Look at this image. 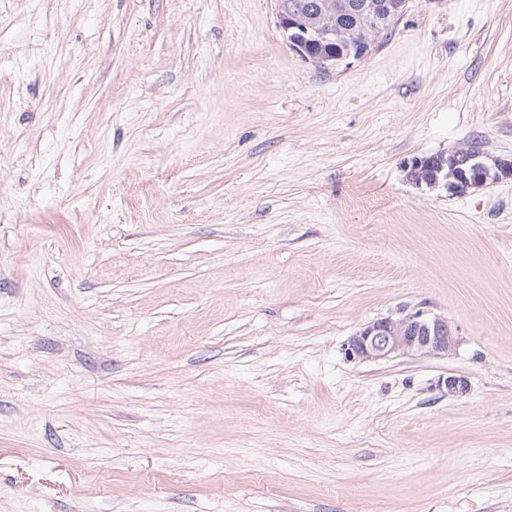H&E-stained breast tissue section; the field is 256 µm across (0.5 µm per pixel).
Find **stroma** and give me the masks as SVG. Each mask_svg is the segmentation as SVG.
<instances>
[{"label": "stroma", "mask_w": 512, "mask_h": 512, "mask_svg": "<svg viewBox=\"0 0 512 512\" xmlns=\"http://www.w3.org/2000/svg\"><path fill=\"white\" fill-rule=\"evenodd\" d=\"M468 145L512 0L329 71L276 0H0V512H512V178L402 169ZM417 309L455 354L345 359ZM404 168L407 172H418L420 169L426 170L429 168V172L432 176L427 178L425 185H439L443 183V187L451 194H462L468 189L478 187L485 184L489 179L496 178V174L491 175L490 169L479 166L470 167L472 175L470 178L464 177L462 180L455 182H448V159L442 155H431V156H416L403 162ZM442 178L439 175L442 173Z\"/></svg>", "instance_id": "35a3bbf8"}]
</instances>
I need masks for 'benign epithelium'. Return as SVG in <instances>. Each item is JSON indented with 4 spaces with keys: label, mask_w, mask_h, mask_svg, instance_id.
<instances>
[{
    "label": "benign epithelium",
    "mask_w": 512,
    "mask_h": 512,
    "mask_svg": "<svg viewBox=\"0 0 512 512\" xmlns=\"http://www.w3.org/2000/svg\"><path fill=\"white\" fill-rule=\"evenodd\" d=\"M407 8V0H352L336 4L332 0H314L305 9L286 0H278L277 18L282 31L291 33L290 48L303 59L319 66H326L329 58L321 52L309 50L314 43L328 36L330 26L326 17L336 11L367 14L378 23L386 24L400 18ZM409 172L430 169L432 176L427 181L412 180L422 184L443 185L451 194H462L468 189L485 184L492 178L487 167H471L469 178L448 181V159L442 155L416 156L403 162ZM458 346L457 329L440 315L425 311L398 317L387 316L363 326L345 344V355L352 360H381L404 354L447 356ZM439 387L450 395L464 394L468 390L467 380L450 374L439 380Z\"/></svg>",
    "instance_id": "benign-epithelium-1"
}]
</instances>
